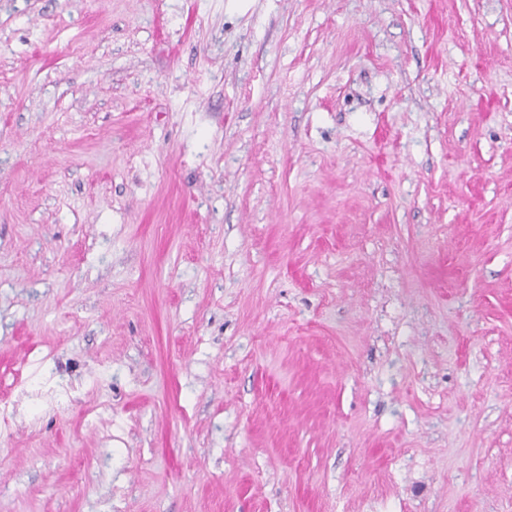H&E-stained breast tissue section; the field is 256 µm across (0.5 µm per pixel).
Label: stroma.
<instances>
[{
	"mask_svg": "<svg viewBox=\"0 0 512 512\" xmlns=\"http://www.w3.org/2000/svg\"><path fill=\"white\" fill-rule=\"evenodd\" d=\"M0 512H512V0H0Z\"/></svg>",
	"mask_w": 512,
	"mask_h": 512,
	"instance_id": "stroma-1",
	"label": "stroma"
}]
</instances>
